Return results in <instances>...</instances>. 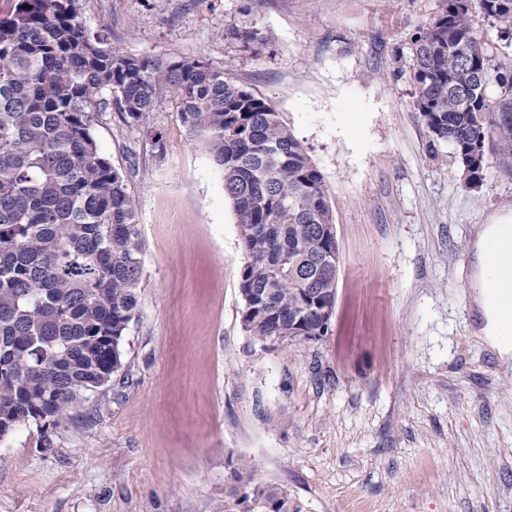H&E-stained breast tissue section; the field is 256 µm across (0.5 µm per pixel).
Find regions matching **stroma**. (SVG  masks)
<instances>
[{"label":"stroma","mask_w":512,"mask_h":512,"mask_svg":"<svg viewBox=\"0 0 512 512\" xmlns=\"http://www.w3.org/2000/svg\"><path fill=\"white\" fill-rule=\"evenodd\" d=\"M440 4L83 0L110 46L203 61L279 113L324 176L336 305L319 339L254 340L220 171L173 104L139 127L101 108L92 134L139 216L138 309L121 369L52 448L32 424L0 439V512H222L242 458L304 512H512V363L475 336L468 288L512 157L467 184L415 108L409 46Z\"/></svg>","instance_id":"stroma-1"}]
</instances>
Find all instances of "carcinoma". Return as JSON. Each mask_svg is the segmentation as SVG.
<instances>
[{"label":"carcinoma","instance_id":"carcinoma-1","mask_svg":"<svg viewBox=\"0 0 512 512\" xmlns=\"http://www.w3.org/2000/svg\"><path fill=\"white\" fill-rule=\"evenodd\" d=\"M82 0H18L0 19V439L33 424L44 448L122 367L143 244L133 197L91 132L103 93L125 119L175 103L223 174L247 255L242 320L265 342L324 335L340 254L324 177L264 99L200 61L130 56L90 34ZM481 14L512 45V0H442L411 40L415 107L466 182L486 149L512 156V59L485 50ZM243 50L264 38L225 34ZM497 99L487 95L489 85ZM224 512H301L288 489L233 468Z\"/></svg>","mask_w":512,"mask_h":512}]
</instances>
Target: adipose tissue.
I'll return each mask as SVG.
<instances>
[{
	"label": "adipose tissue",
	"instance_id": "ef3b65f1",
	"mask_svg": "<svg viewBox=\"0 0 512 512\" xmlns=\"http://www.w3.org/2000/svg\"><path fill=\"white\" fill-rule=\"evenodd\" d=\"M512 246V211L494 215L476 228L472 240L473 303L479 317L477 334L501 360L512 358V338H507L499 307L512 302V274L502 271L487 252L490 241Z\"/></svg>",
	"mask_w": 512,
	"mask_h": 512
}]
</instances>
